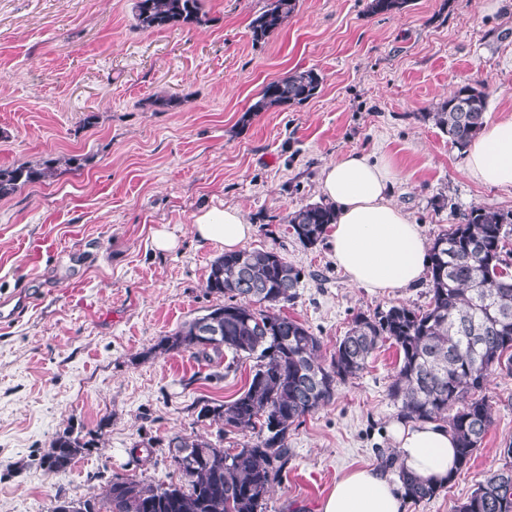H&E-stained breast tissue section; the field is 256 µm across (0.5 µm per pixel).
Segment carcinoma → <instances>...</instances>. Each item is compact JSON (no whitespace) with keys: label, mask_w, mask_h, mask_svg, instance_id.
Wrapping results in <instances>:
<instances>
[{"label":"carcinoma","mask_w":512,"mask_h":512,"mask_svg":"<svg viewBox=\"0 0 512 512\" xmlns=\"http://www.w3.org/2000/svg\"><path fill=\"white\" fill-rule=\"evenodd\" d=\"M299 0H269L249 23L259 43L280 29ZM409 0H369L373 15L396 13ZM135 20L141 30L203 22L199 0H137ZM322 74L314 68L294 70L267 83L247 112L302 104L319 94ZM469 111H460L461 105ZM487 93L465 82L448 96L435 125L460 149H466L486 124ZM57 160L40 166L0 168V198L46 179ZM332 209L308 204L288 216L299 242L312 247L332 224ZM512 235V213L477 207L463 222L452 224L432 242L428 305H393L374 315L358 313L348 333L325 360L321 341L304 324L280 312L297 297L302 271L271 250L242 249L214 260L205 291L224 298L202 316L184 324L157 347L201 354L228 351L257 359L247 387L223 404H201L197 418L227 432H252L254 439L229 451L217 443L178 435L168 448L181 481L153 485L133 478L110 481L98 502L58 496L53 512H264L265 501L288 464V434L301 418L329 403L336 384L361 373L368 359L389 341L401 360L388 386V397L404 420L442 421L456 442L458 468L472 460L492 423V405L484 390L492 372L512 373V275L503 271L504 242ZM219 325L216 339L201 333L200 321ZM93 443L68 430L51 443L42 464L51 472L66 470ZM399 480L408 500L428 501L444 488L424 483L404 471ZM459 512H512V455L488 474L459 506Z\"/></svg>","instance_id":"carcinoma-1"}]
</instances>
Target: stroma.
Masks as SVG:
<instances>
[{"instance_id":"1","label":"stroma","mask_w":512,"mask_h":512,"mask_svg":"<svg viewBox=\"0 0 512 512\" xmlns=\"http://www.w3.org/2000/svg\"><path fill=\"white\" fill-rule=\"evenodd\" d=\"M137 0H0V166L58 165L0 199V512H52L57 496L100 498L114 476L166 485L181 475L177 435L236 448L197 404L234 399L255 359L164 352V336L218 304L206 294L220 244L191 230L204 207L235 206L250 250L301 268L284 312L330 357L353 317L426 307V282L374 295L349 284L327 242L303 246L289 213L321 202V171L358 151L391 161L392 202L434 240L477 206L512 211V188L464 170L465 151L431 119L458 84H481L487 119L512 115V0H410L372 15L368 0H300L266 41L248 29L267 0H200L199 25L143 31ZM314 68L315 98L253 113L270 81ZM177 98L163 111L153 101ZM84 157L81 168L68 157ZM164 229L176 250L154 249ZM399 363L384 344L334 398L293 425L288 465L265 512H320L344 472L378 466L399 411ZM486 394L492 424L468 468L407 512H457L512 442V375ZM95 443L64 471L41 464L69 428Z\"/></svg>"}]
</instances>
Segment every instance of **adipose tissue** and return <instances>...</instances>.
<instances>
[{
  "label": "adipose tissue",
  "mask_w": 512,
  "mask_h": 512,
  "mask_svg": "<svg viewBox=\"0 0 512 512\" xmlns=\"http://www.w3.org/2000/svg\"><path fill=\"white\" fill-rule=\"evenodd\" d=\"M465 169L480 185L512 187V116L486 124L467 152ZM397 178L391 163L349 152L324 167L320 182L325 203L335 211L331 256L352 286L374 294L409 288L426 268L428 246L419 225L391 202ZM192 230L229 252L243 247L255 228L240 209L213 207L195 216ZM390 431L399 469L433 483L455 470V441L447 426L396 421ZM320 512H406L404 489L376 468L354 469L337 479Z\"/></svg>",
  "instance_id": "ef3b65f1"
}]
</instances>
